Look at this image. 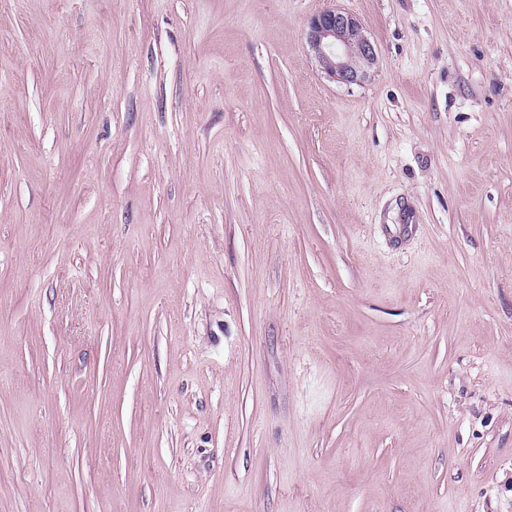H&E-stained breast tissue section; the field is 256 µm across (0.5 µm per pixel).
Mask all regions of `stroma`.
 Segmentation results:
<instances>
[{"label": "stroma", "mask_w": 512, "mask_h": 512, "mask_svg": "<svg viewBox=\"0 0 512 512\" xmlns=\"http://www.w3.org/2000/svg\"><path fill=\"white\" fill-rule=\"evenodd\" d=\"M0 512H512V0H0ZM306 43L322 72L346 86L367 80L377 62L376 46L361 22L342 8H327L313 15Z\"/></svg>", "instance_id": "stroma-1"}]
</instances>
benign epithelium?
Instances as JSON below:
<instances>
[{"label":"benign epithelium","instance_id":"7a95c632","mask_svg":"<svg viewBox=\"0 0 512 512\" xmlns=\"http://www.w3.org/2000/svg\"><path fill=\"white\" fill-rule=\"evenodd\" d=\"M306 43L322 72L346 86L367 80L377 62L376 46L361 22L342 8H327L313 15Z\"/></svg>","mask_w":512,"mask_h":512}]
</instances>
